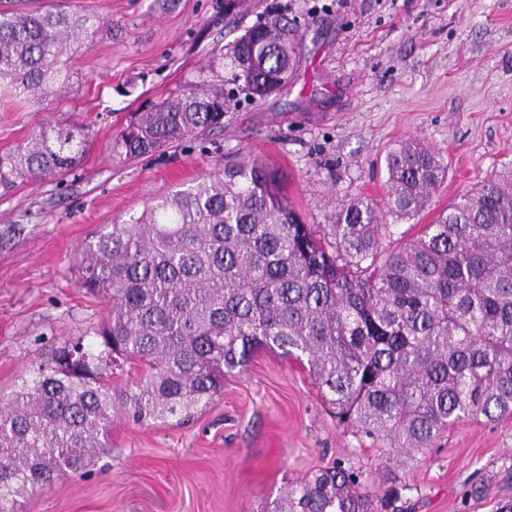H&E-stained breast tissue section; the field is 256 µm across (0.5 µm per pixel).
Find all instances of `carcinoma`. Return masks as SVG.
Wrapping results in <instances>:
<instances>
[{
    "mask_svg": "<svg viewBox=\"0 0 512 512\" xmlns=\"http://www.w3.org/2000/svg\"><path fill=\"white\" fill-rule=\"evenodd\" d=\"M103 19L49 2L0 11V89L36 102L69 86L63 57ZM297 31L257 18L226 48L233 81L264 98L291 78ZM224 89L192 83L131 118L112 149L131 160L224 127ZM83 129L46 124L0 153V193L23 178L65 175ZM447 166L419 138L387 157L383 203L357 197L330 224L302 221L284 176L241 157L77 250L80 287L107 304L92 340L48 348L0 398V512L77 472L107 447L109 371L127 365L118 394L139 422H184L224 391V377L263 351L307 363L338 422L396 452L430 446L464 418L512 415V171L461 195L437 222L384 251V217L421 213ZM395 477L376 493L340 464L319 470L267 512H402Z\"/></svg>",
    "mask_w": 512,
    "mask_h": 512,
    "instance_id": "obj_1",
    "label": "carcinoma"
}]
</instances>
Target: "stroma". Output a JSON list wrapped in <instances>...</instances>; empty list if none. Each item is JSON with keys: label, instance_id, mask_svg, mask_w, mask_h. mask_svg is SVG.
I'll list each match as a JSON object with an SVG mask.
<instances>
[{"label": "stroma", "instance_id": "1", "mask_svg": "<svg viewBox=\"0 0 512 512\" xmlns=\"http://www.w3.org/2000/svg\"><path fill=\"white\" fill-rule=\"evenodd\" d=\"M103 18L78 46L71 86L37 104L0 92V152L45 123L89 125L64 178L0 197V396L51 341L92 335L105 302L78 287L80 243L243 156L278 167L309 224L339 202L379 200L386 156L418 137L448 172L415 219L395 221L393 251L459 197L512 168V0H66ZM299 32L288 87L251 99L212 64L261 14ZM205 79L224 87L223 130L123 162L112 141L133 114ZM382 487L399 475L404 512H512V415L469 419L432 445L390 453L339 427L307 367L268 353L224 379V393L177 427L112 415L109 446L5 512H263L288 485L334 462Z\"/></svg>", "mask_w": 512, "mask_h": 512}]
</instances>
